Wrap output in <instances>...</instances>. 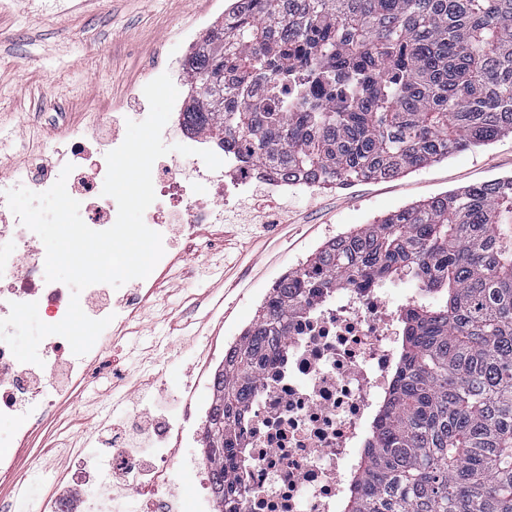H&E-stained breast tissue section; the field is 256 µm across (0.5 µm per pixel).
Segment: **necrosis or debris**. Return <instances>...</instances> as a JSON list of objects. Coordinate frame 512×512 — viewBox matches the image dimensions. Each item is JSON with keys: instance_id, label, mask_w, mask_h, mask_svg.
I'll return each mask as SVG.
<instances>
[{"instance_id": "obj_1", "label": "necrosis or debris", "mask_w": 512, "mask_h": 512, "mask_svg": "<svg viewBox=\"0 0 512 512\" xmlns=\"http://www.w3.org/2000/svg\"><path fill=\"white\" fill-rule=\"evenodd\" d=\"M220 169L209 170L200 157L189 169L152 168L155 201L146 215L152 230L169 236L165 217L173 211L181 232L194 238L200 224H223L224 185L236 193L255 184L282 187L279 176L237 162L222 153ZM94 175L79 195L90 198L81 217L91 229L110 228L117 203L103 195L107 165L93 161ZM8 206L0 189V235H15L18 251L0 256V319L14 302H34L47 323L66 315L71 291L45 279V258L33 246L34 232L20 221L4 222ZM401 303L383 288L345 286L328 291L293 317L288 338L267 362L261 381L241 420L243 449L237 456L233 486L240 492L239 512H343L348 488L364 444L374 428L398 361ZM49 358L43 366L19 362L0 342V414L24 420L11 442L24 447L33 427L48 420L58 381L82 375L90 355L75 356L59 335L43 340ZM154 463L143 470L136 448L115 446L107 459L90 456L49 500L46 512H112V477L131 474L124 496L147 498L144 512H208L214 494L206 449L176 461L165 434L154 441ZM194 476L190 503H173L161 489ZM93 485L86 493L85 485Z\"/></svg>"}]
</instances>
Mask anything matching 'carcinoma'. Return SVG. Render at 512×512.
I'll use <instances>...</instances> for the list:
<instances>
[{"label": "carcinoma", "mask_w": 512, "mask_h": 512, "mask_svg": "<svg viewBox=\"0 0 512 512\" xmlns=\"http://www.w3.org/2000/svg\"><path fill=\"white\" fill-rule=\"evenodd\" d=\"M220 35L189 55L184 123L283 179H388L512 134V0H234ZM403 279L440 301L400 314L346 512H512V177L339 234L279 278L216 376L218 512L291 319L330 288Z\"/></svg>", "instance_id": "1"}]
</instances>
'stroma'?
<instances>
[{"label": "stroma", "mask_w": 512, "mask_h": 512, "mask_svg": "<svg viewBox=\"0 0 512 512\" xmlns=\"http://www.w3.org/2000/svg\"><path fill=\"white\" fill-rule=\"evenodd\" d=\"M233 0H0V176L36 159L56 164L69 129L97 154L102 130L125 137L145 102L135 88L155 69L186 93L181 62ZM123 113L113 121V113ZM512 176V134L397 177L339 188L242 195L223 230L201 225L194 248L171 236L173 264L152 271L156 287L97 365L55 400V413L16 459L30 471L31 498L52 488L45 471L98 455L135 415L177 423L182 393L210 348L239 339L265 295L325 241L399 208L461 187Z\"/></svg>", "instance_id": "obj_1"}]
</instances>
